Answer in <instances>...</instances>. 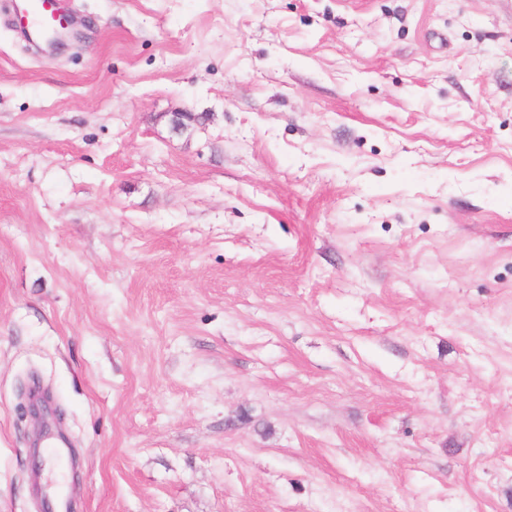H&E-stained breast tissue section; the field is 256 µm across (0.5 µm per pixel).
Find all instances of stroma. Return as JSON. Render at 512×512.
Masks as SVG:
<instances>
[{
    "mask_svg": "<svg viewBox=\"0 0 512 512\" xmlns=\"http://www.w3.org/2000/svg\"><path fill=\"white\" fill-rule=\"evenodd\" d=\"M10 4L0 512H512V0ZM16 5V22L37 38L43 32L55 30L60 24L61 16L57 0H20ZM64 15L67 21L63 27L53 31L47 37L48 44L53 47V50L66 46L67 42L74 37L73 19L67 14ZM34 399L30 398L29 404V412L36 424V430L33 438V448H31L30 453V461L31 466L41 468L42 464L38 453V441L44 434L49 431L47 425H45L43 421V415L48 413V401L44 396L41 398L34 397Z\"/></svg>",
    "mask_w": 512,
    "mask_h": 512,
    "instance_id": "obj_1",
    "label": "stroma"
}]
</instances>
